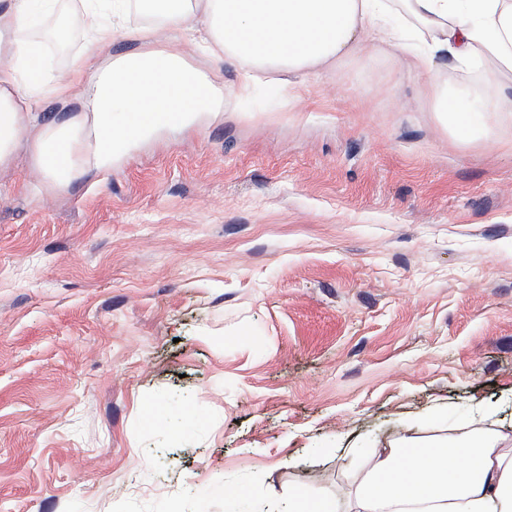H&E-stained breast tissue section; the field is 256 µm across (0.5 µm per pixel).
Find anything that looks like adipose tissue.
Returning <instances> with one entry per match:
<instances>
[{
  "mask_svg": "<svg viewBox=\"0 0 512 512\" xmlns=\"http://www.w3.org/2000/svg\"><path fill=\"white\" fill-rule=\"evenodd\" d=\"M98 2L73 0L88 40L81 63L53 81L60 104L82 102L79 115L63 125L39 121L33 110L37 49L29 30L37 0H8L0 8V165L27 143L42 175L59 185L89 168H111L142 142L192 127L202 113L226 111L261 76H276L289 89L350 57L364 41L397 47L399 18L424 44L413 67L428 77L433 111L449 112L439 56L480 64L493 85L512 72V0H142L161 22L133 30L149 48L124 56L108 50L115 29ZM229 27L240 39L226 37ZM162 29L207 55L234 58L238 85L226 87L180 51L154 47ZM144 112L149 122L140 121ZM60 145L68 160L55 166L48 157ZM367 468L335 500L289 495L287 512H512V436L501 430L428 444L413 436L377 450Z\"/></svg>",
  "mask_w": 512,
  "mask_h": 512,
  "instance_id": "obj_1",
  "label": "adipose tissue"
}]
</instances>
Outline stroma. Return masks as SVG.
Returning a JSON list of instances; mask_svg holds the SVG:
<instances>
[{
  "instance_id": "35a3bbf8",
  "label": "stroma",
  "mask_w": 512,
  "mask_h": 512,
  "mask_svg": "<svg viewBox=\"0 0 512 512\" xmlns=\"http://www.w3.org/2000/svg\"><path fill=\"white\" fill-rule=\"evenodd\" d=\"M408 51L65 185L0 167V512L332 499L414 420L512 430V118L443 126Z\"/></svg>"
}]
</instances>
